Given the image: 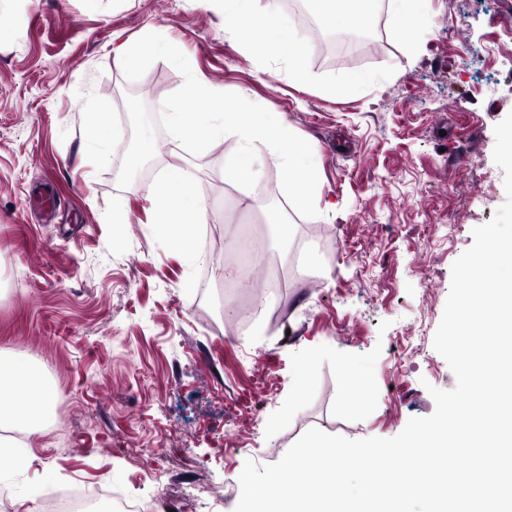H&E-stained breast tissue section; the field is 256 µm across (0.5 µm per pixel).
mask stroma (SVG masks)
Here are the masks:
<instances>
[{
	"label": "stroma",
	"instance_id": "obj_1",
	"mask_svg": "<svg viewBox=\"0 0 512 512\" xmlns=\"http://www.w3.org/2000/svg\"><path fill=\"white\" fill-rule=\"evenodd\" d=\"M425 10L419 49L397 41L386 7L368 28L378 50L353 65L303 42L297 87L286 60L252 54L196 0H0V357L37 366L55 394L27 433V467L0 452L8 512H38L43 487L72 484L139 512H235L245 462H278L311 428L396 436L433 413L429 387H455L433 340L453 263L507 199L493 129L512 112V0ZM157 27L194 74L318 146L332 211L299 215L260 144L256 206L242 212L224 182L233 137L194 156L158 132L154 159L119 187L129 92L153 88L156 116L184 81L164 60L126 80L115 48ZM353 71L372 82L330 93ZM89 112L112 130L102 159L85 147ZM183 166L212 208L194 227L207 258L191 267L148 222L147 187ZM270 198L289 238L266 222ZM252 237L281 273L274 296L236 276ZM344 360L371 363L366 387L345 382ZM134 448L165 457V496L129 463Z\"/></svg>",
	"mask_w": 512,
	"mask_h": 512
}]
</instances>
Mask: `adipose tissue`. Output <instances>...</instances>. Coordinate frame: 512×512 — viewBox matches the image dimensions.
Masks as SVG:
<instances>
[{"label":"adipose tissue","mask_w":512,"mask_h":512,"mask_svg":"<svg viewBox=\"0 0 512 512\" xmlns=\"http://www.w3.org/2000/svg\"><path fill=\"white\" fill-rule=\"evenodd\" d=\"M200 7L220 11L224 22L235 24L234 36L250 42L260 35L258 51L287 60L294 82L308 79L299 50L301 36L283 16L280 0H197ZM321 22L332 28H342L352 20L370 23L376 18L380 0H311ZM156 204L151 221L165 225L163 241L176 249L184 263H198L202 250L188 230L192 224H206L211 212L198 194L189 174L176 171L147 189ZM14 383V396H0V447H12L7 430L21 425H38L53 401V392L43 373L36 367L23 366L10 359L0 358V383Z\"/></svg>","instance_id":"1"}]
</instances>
